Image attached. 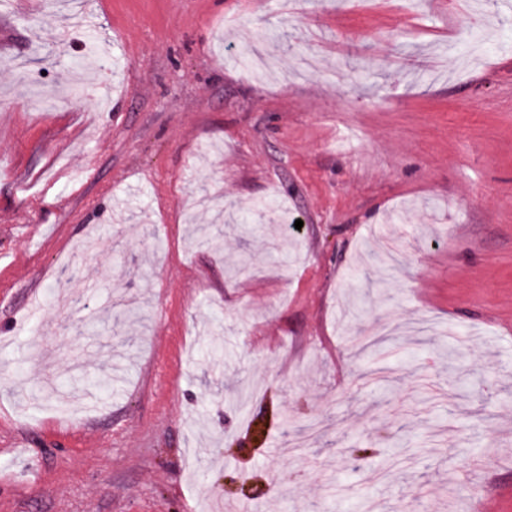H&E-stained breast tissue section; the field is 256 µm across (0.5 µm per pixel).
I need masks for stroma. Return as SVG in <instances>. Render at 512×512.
Listing matches in <instances>:
<instances>
[{
    "label": "stroma",
    "instance_id": "obj_1",
    "mask_svg": "<svg viewBox=\"0 0 512 512\" xmlns=\"http://www.w3.org/2000/svg\"><path fill=\"white\" fill-rule=\"evenodd\" d=\"M213 495L512 512V0H0V512Z\"/></svg>",
    "mask_w": 512,
    "mask_h": 512
}]
</instances>
